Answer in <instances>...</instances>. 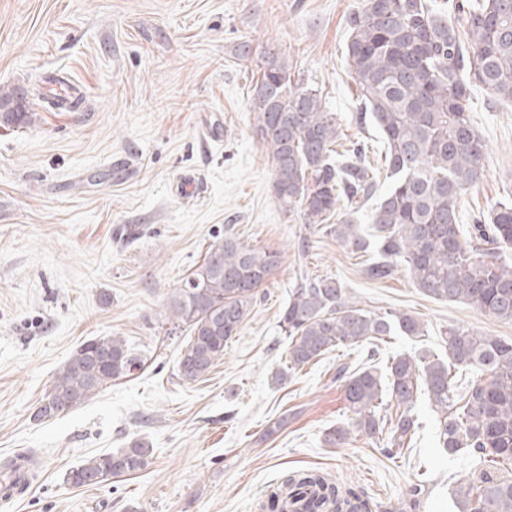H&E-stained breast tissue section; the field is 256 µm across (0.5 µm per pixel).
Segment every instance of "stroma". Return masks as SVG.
Wrapping results in <instances>:
<instances>
[{"instance_id":"obj_1","label":"stroma","mask_w":512,"mask_h":512,"mask_svg":"<svg viewBox=\"0 0 512 512\" xmlns=\"http://www.w3.org/2000/svg\"><path fill=\"white\" fill-rule=\"evenodd\" d=\"M362 4L0 0V93L19 90L30 114L0 127V463L37 460L11 512H263L270 491L305 469L371 497L378 512H456L452 492L468 482L470 458L439 448L426 395L396 457L366 435L324 445L349 419L336 367L444 354L442 336L454 326L511 340L512 322L426 297L402 268L370 280L373 251L308 232L274 196L249 110L257 55L276 44L295 78L321 90L342 145L367 142L381 167L382 138L355 121L358 92L345 63L347 20ZM244 42L247 59L237 52ZM473 122L487 155L483 178L461 200L468 214L512 196V105L478 92ZM185 177L199 184L190 198L178 190ZM227 232L281 250L284 261L223 360L188 383L177 360L189 328L169 301ZM326 276L362 308L409 312L427 332L388 337L373 358L358 347L331 351L276 385L287 346L280 313L303 278ZM95 336L124 337L145 356V371L37 418L56 374ZM283 416L287 425L266 436ZM136 438L153 450L143 471L79 488L66 481L71 467Z\"/></svg>"}]
</instances>
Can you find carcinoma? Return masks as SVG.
Here are the masks:
<instances>
[{"label": "carcinoma", "mask_w": 512, "mask_h": 512, "mask_svg": "<svg viewBox=\"0 0 512 512\" xmlns=\"http://www.w3.org/2000/svg\"><path fill=\"white\" fill-rule=\"evenodd\" d=\"M345 60L364 106L357 123L372 122L384 137L391 184L367 215L378 237L379 258L365 269L382 280L404 267L424 294L466 303L512 321V264L500 251L512 245V202L486 216L463 220L460 200L483 174L486 145L474 128L475 91L512 103V0H364L347 21ZM251 112L256 135L269 149L273 190L282 209L298 214L352 251L367 245L351 218L376 192L366 164L367 147L344 152L336 114L319 93L293 78L288 59L271 48L258 64ZM22 101L0 95V124H23ZM350 207L340 214L339 203ZM336 223H331V219ZM282 262L273 248H255L226 233L213 241L202 263L174 291L170 307L190 328L178 375L194 382L224 358L240 333L258 289ZM287 339L288 371L301 370L340 346L424 335V323L406 312L376 314L359 306L339 281L305 278L280 315ZM446 358L399 354L385 370L368 365L352 372L342 364L352 417L328 430L324 443L339 447L351 435L388 432L396 454L414 428L412 408L425 389L439 420V445L465 451L474 472L456 488L459 512H512V340L452 327ZM144 360L120 336L84 341L53 380L37 413L52 417L73 409L104 387L141 371ZM467 376L458 386V376ZM399 411L379 416L387 404ZM153 449L143 441L91 457L71 468L86 485L144 470ZM373 512L377 504L315 471L285 480L268 497V512Z\"/></svg>", "instance_id": "1"}]
</instances>
